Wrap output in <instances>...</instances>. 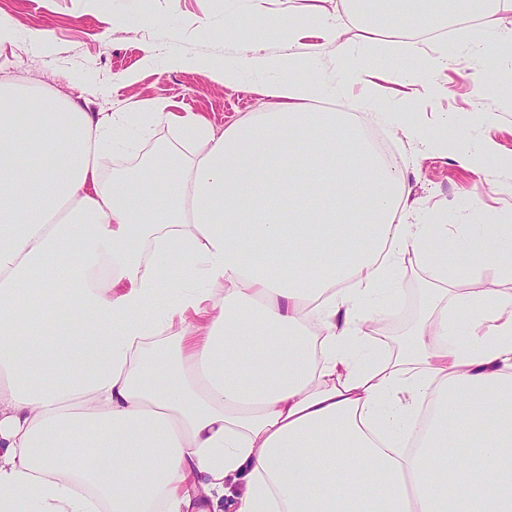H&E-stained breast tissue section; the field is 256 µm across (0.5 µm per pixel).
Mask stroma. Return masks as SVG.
I'll return each mask as SVG.
<instances>
[{"mask_svg":"<svg viewBox=\"0 0 512 512\" xmlns=\"http://www.w3.org/2000/svg\"><path fill=\"white\" fill-rule=\"evenodd\" d=\"M0 13L17 24L15 42L0 47V81L66 96L91 112H122L162 99L169 111L199 114L218 130L266 109L268 74H248L229 90L192 66L202 59L219 67L240 53L237 31L258 18L250 0H0ZM342 22L351 40L349 57L337 60L331 44L305 39L296 52L314 56L317 65L296 77L306 83L335 79L336 95L326 108L356 114L364 128L395 146L392 166L410 189L408 223L512 225V173L491 159L475 173L451 156L431 154L427 136H405L359 98L376 66L417 71L416 82L393 94L397 111L425 113L434 132L442 129L439 114L448 113L474 145L490 137L502 151H512V60L501 56L499 44L487 43L481 28L469 29L448 69L433 76L422 72L419 56L392 52L398 34L391 28L371 31L348 15ZM35 29L48 31V54L30 46L27 34ZM171 57L188 60V67H169ZM439 84L447 94H435ZM485 113L494 115V125L479 123ZM395 280L402 293L388 306L383 335L366 342L368 352L384 358L399 354L401 337L421 319L437 285L412 252L404 255Z\"/></svg>","mask_w":512,"mask_h":512,"instance_id":"1","label":"stroma"}]
</instances>
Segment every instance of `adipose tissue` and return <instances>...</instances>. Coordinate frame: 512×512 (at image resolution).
Wrapping results in <instances>:
<instances>
[{
	"instance_id": "1",
	"label": "adipose tissue",
	"mask_w": 512,
	"mask_h": 512,
	"mask_svg": "<svg viewBox=\"0 0 512 512\" xmlns=\"http://www.w3.org/2000/svg\"><path fill=\"white\" fill-rule=\"evenodd\" d=\"M342 2L404 33L473 16L492 42L512 10ZM314 64L225 62V86L247 70L277 82L268 111L219 133L162 101L89 112L0 83L1 104L28 108L0 118V512H200L240 474L236 512H512V291L471 288L447 225L405 222V181L361 124L310 109L335 95L293 79ZM161 123L172 142L104 174ZM431 147L512 170L489 139ZM452 231L512 282L511 224ZM408 252L456 290L384 363L361 348L381 315L368 302Z\"/></svg>"
}]
</instances>
